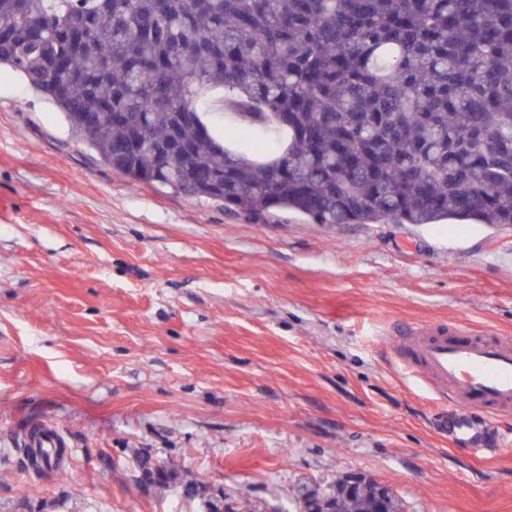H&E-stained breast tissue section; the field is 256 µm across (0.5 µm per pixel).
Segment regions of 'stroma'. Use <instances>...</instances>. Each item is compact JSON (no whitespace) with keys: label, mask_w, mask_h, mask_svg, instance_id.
I'll use <instances>...</instances> for the list:
<instances>
[{"label":"stroma","mask_w":512,"mask_h":512,"mask_svg":"<svg viewBox=\"0 0 512 512\" xmlns=\"http://www.w3.org/2000/svg\"><path fill=\"white\" fill-rule=\"evenodd\" d=\"M512 336V227L250 218L134 185L24 76L0 74V512H289L361 472L402 512H512V449L475 459L389 356L407 323ZM46 421L39 476L16 449ZM204 490L140 483L136 459ZM25 441L31 448H42L43 452L53 455L54 448H64L66 443L63 440L61 434L58 432L56 427L48 422L41 421L31 427L26 436ZM30 458L31 467L39 472L40 468L53 469L58 471L62 469L58 461H48L45 453L42 454V461L40 462L36 456L31 453L29 448H25ZM29 450V452H28ZM35 459V460H34Z\"/></svg>","instance_id":"35a3bbf8"}]
</instances>
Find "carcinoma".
Returning a JSON list of instances; mask_svg holds the SVG:
<instances>
[{
  "label": "carcinoma",
  "instance_id": "cac0c4a2",
  "mask_svg": "<svg viewBox=\"0 0 512 512\" xmlns=\"http://www.w3.org/2000/svg\"><path fill=\"white\" fill-rule=\"evenodd\" d=\"M134 184L314 224L512 226V0H0V65ZM252 132L224 147L200 104ZM290 135L281 153L257 131ZM309 512H401L363 474Z\"/></svg>",
  "mask_w": 512,
  "mask_h": 512
}]
</instances>
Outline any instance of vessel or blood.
<instances>
[{
    "instance_id": "obj_1",
    "label": "vessel or blood",
    "mask_w": 512,
    "mask_h": 512,
    "mask_svg": "<svg viewBox=\"0 0 512 512\" xmlns=\"http://www.w3.org/2000/svg\"><path fill=\"white\" fill-rule=\"evenodd\" d=\"M388 344L404 370L447 398L451 415L439 418L437 429L456 445L486 457L490 449L472 414L478 408L512 411V338L478 332L458 321L449 328L414 325ZM25 441L46 453L65 445L56 427L45 421L31 427Z\"/></svg>"
}]
</instances>
